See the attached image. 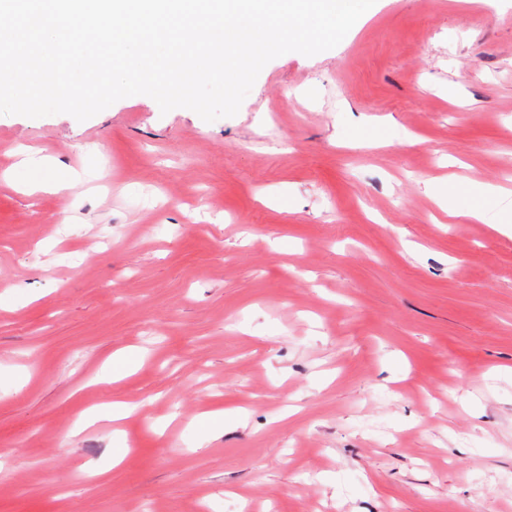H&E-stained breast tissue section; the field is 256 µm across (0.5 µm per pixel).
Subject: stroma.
<instances>
[{"label": "stroma", "instance_id": "1", "mask_svg": "<svg viewBox=\"0 0 512 512\" xmlns=\"http://www.w3.org/2000/svg\"><path fill=\"white\" fill-rule=\"evenodd\" d=\"M510 213L512 0H376L212 122L0 115V512H512ZM16 173L20 183L34 190L58 192L67 187L58 169L44 157L26 154L17 164ZM448 205L443 210L451 217H469L481 219L483 210L479 197L471 196L469 204L462 206L454 201L451 193H448Z\"/></svg>", "mask_w": 512, "mask_h": 512}]
</instances>
